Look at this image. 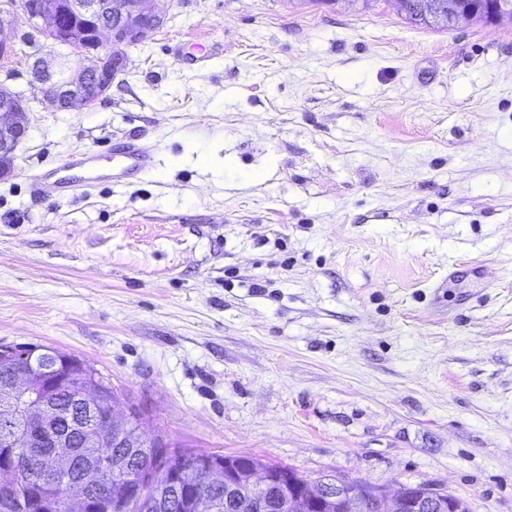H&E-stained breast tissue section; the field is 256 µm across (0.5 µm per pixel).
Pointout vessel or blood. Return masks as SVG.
Here are the masks:
<instances>
[{
  "instance_id": "b4317fda",
  "label": "vessel or blood",
  "mask_w": 512,
  "mask_h": 512,
  "mask_svg": "<svg viewBox=\"0 0 512 512\" xmlns=\"http://www.w3.org/2000/svg\"><path fill=\"white\" fill-rule=\"evenodd\" d=\"M159 164L154 146L128 139L102 155L82 149L61 164L42 170L33 187L46 196H69L81 187L129 183Z\"/></svg>"
}]
</instances>
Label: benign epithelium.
<instances>
[{
  "instance_id": "7a95c632",
  "label": "benign epithelium",
  "mask_w": 512,
  "mask_h": 512,
  "mask_svg": "<svg viewBox=\"0 0 512 512\" xmlns=\"http://www.w3.org/2000/svg\"><path fill=\"white\" fill-rule=\"evenodd\" d=\"M167 0H3L0 3V59L10 57L16 46L14 18L27 16L35 31L55 48H66L86 58L88 65L71 72L60 53L51 60L40 58L28 81L30 95L0 86V178L14 169L15 151L28 131L30 102L37 101L56 112L90 106L96 99L86 93L93 85L99 95L112 86L126 67V57L118 50L147 41L164 23ZM39 389L32 376L18 373L10 401ZM77 399L87 412L97 413L105 405L101 391L86 384ZM144 447L154 449L151 466L141 468L139 478L127 483L117 503L118 512H163L168 504L152 492L153 466L167 463L177 486L186 481L188 469L169 460L170 450L160 438L143 439ZM77 466L74 451L63 440L53 442L42 461V481L55 483L69 479ZM203 482L224 487L229 498L239 487L251 492L252 512H268L275 499L277 512H357L359 502L376 495L383 500L384 512H460L455 498L425 486H402L390 492L362 482L321 478L302 479L293 471L258 464L240 463L231 457L206 461ZM88 492L82 482L69 479L65 499L70 512H86Z\"/></svg>"
}]
</instances>
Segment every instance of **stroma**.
Instances as JSON below:
<instances>
[{"label": "stroma", "instance_id": "35a3bbf8", "mask_svg": "<svg viewBox=\"0 0 512 512\" xmlns=\"http://www.w3.org/2000/svg\"><path fill=\"white\" fill-rule=\"evenodd\" d=\"M16 28L0 84L23 91L49 47ZM124 53L93 107L31 105L0 345L80 358L180 446L512 512V22L172 0ZM124 138L159 150L137 184L34 193Z\"/></svg>", "mask_w": 512, "mask_h": 512}]
</instances>
